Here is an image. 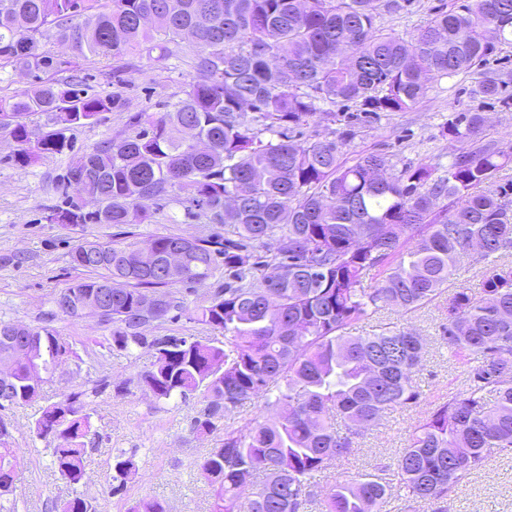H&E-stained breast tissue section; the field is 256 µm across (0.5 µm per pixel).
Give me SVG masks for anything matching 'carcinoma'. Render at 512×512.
<instances>
[{"instance_id":"cac0c4a2","label":"carcinoma","mask_w":512,"mask_h":512,"mask_svg":"<svg viewBox=\"0 0 512 512\" xmlns=\"http://www.w3.org/2000/svg\"><path fill=\"white\" fill-rule=\"evenodd\" d=\"M0 0V70L34 78L0 100V139L16 144L7 159L30 165L73 149L67 132L126 106L119 92L93 93L78 75L97 57L149 58L202 47L185 97L166 112L129 116L132 133L106 140L73 159L60 177L54 224L137 226L170 203L207 231L192 236L184 283L224 274L212 297L194 305L196 319L223 339L146 336L141 307L157 301L155 321L188 311L162 267L182 236L149 241L153 265L135 242L94 241L106 253L83 264L88 242L70 253L75 269L94 273L53 298L51 319L94 315L126 353L155 351L139 384L156 401L209 400L192 430L224 429L220 446L198 464L212 491L211 512H382L390 499L442 502L495 453L512 451V147L484 134L478 111L453 112L442 136L459 144L448 164L429 160L389 172L383 154L343 161L361 124L408 112L443 78L482 69L470 94L512 109V73L487 63L512 45V0H461L440 8L405 39L378 24L409 11L413 0ZM495 27L488 30L487 19ZM51 42L70 55L44 48ZM354 111L344 110L346 106ZM51 128L34 132L30 117ZM325 115L340 131L305 137L295 130ZM278 252L262 251L266 241ZM470 256L486 270L480 297L456 291L440 344L467 364L464 391L435 403L409 434L396 468L341 472L329 489L318 474L354 453L380 417L416 407L415 373L423 338L387 326L366 336L348 328L387 308L414 312L441 294ZM105 312L94 305L109 279ZM28 336L38 364L7 360L8 340ZM76 355L49 324L0 321V377L5 397L24 405L60 361ZM82 393L47 406L38 438L53 437V464L82 483L95 442ZM262 398L272 414L237 425L235 412ZM344 422L339 427L338 421ZM0 421V498L13 494L17 458ZM135 458L113 459L112 493L124 487ZM255 491L241 507L240 493ZM60 512H96L79 493Z\"/></svg>"}]
</instances>
